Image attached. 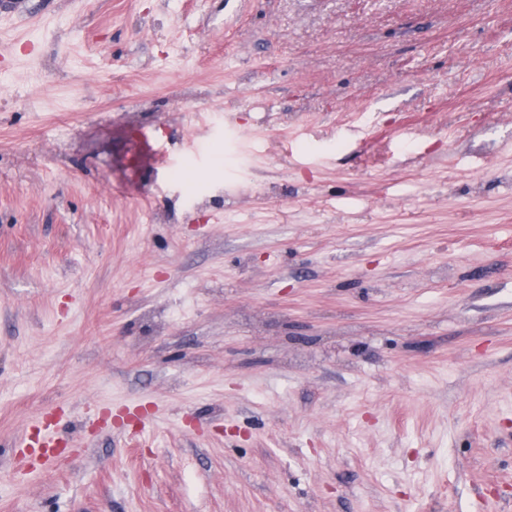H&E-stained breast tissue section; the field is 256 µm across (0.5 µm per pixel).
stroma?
<instances>
[{
	"label": "stroma",
	"instance_id": "35a3bbf8",
	"mask_svg": "<svg viewBox=\"0 0 512 512\" xmlns=\"http://www.w3.org/2000/svg\"><path fill=\"white\" fill-rule=\"evenodd\" d=\"M224 4L0 9V512H512V0ZM20 448H16L17 455L22 456L19 457V467L24 466V457H26V452L31 454H35L39 452L41 455H46L47 453L55 451L57 448H54V441L50 438L42 436L40 433L31 434L25 437L20 445Z\"/></svg>",
	"mask_w": 512,
	"mask_h": 512
}]
</instances>
